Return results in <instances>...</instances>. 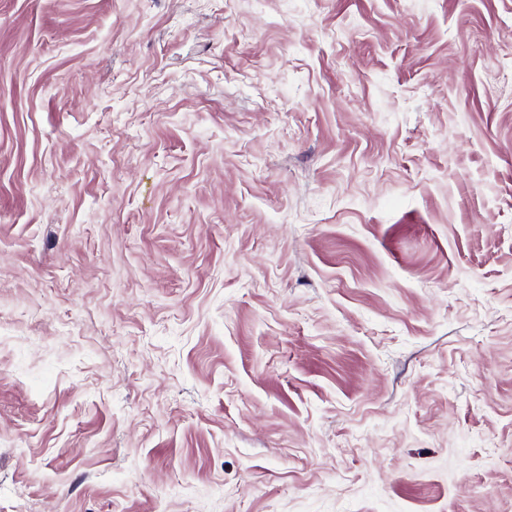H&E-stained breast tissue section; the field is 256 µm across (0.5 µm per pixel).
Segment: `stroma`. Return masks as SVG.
<instances>
[{
	"instance_id": "1",
	"label": "stroma",
	"mask_w": 512,
	"mask_h": 512,
	"mask_svg": "<svg viewBox=\"0 0 512 512\" xmlns=\"http://www.w3.org/2000/svg\"><path fill=\"white\" fill-rule=\"evenodd\" d=\"M0 512H512V0H0Z\"/></svg>"
}]
</instances>
